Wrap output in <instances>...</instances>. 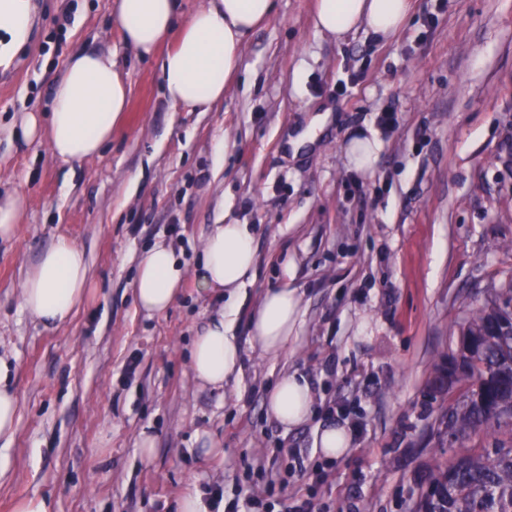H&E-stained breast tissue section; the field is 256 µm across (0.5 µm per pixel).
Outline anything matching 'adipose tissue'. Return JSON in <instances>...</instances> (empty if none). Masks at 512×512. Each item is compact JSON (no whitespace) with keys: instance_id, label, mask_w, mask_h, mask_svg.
I'll list each match as a JSON object with an SVG mask.
<instances>
[{"instance_id":"adipose-tissue-1","label":"adipose tissue","mask_w":512,"mask_h":512,"mask_svg":"<svg viewBox=\"0 0 512 512\" xmlns=\"http://www.w3.org/2000/svg\"><path fill=\"white\" fill-rule=\"evenodd\" d=\"M274 9L275 0H201L190 11L183 0H114L112 14L123 46L138 56H153L163 42L173 41L160 65L163 98L174 108L208 112L223 101L226 85L241 68L244 44ZM409 13L410 0H319L313 23L319 32L338 38L361 26L387 37L402 29ZM51 93L50 111L24 113L12 132L28 141H47L53 158L71 164L101 154L122 123L131 90L116 54L105 49L71 54ZM256 262L254 230L247 224L214 225L199 253L201 291L226 296L227 308L195 336L190 362L195 379L216 389L241 370V348L233 333L237 298L252 281ZM184 277L172 246L158 242L144 250L134 284L138 307L165 313ZM90 282L84 251L61 237L24 279L22 304L35 320L61 325L83 303ZM298 314L294 291H267L249 317L252 342L266 355H280ZM313 402L308 380L288 374L271 389L267 409L289 427L308 420Z\"/></svg>"}]
</instances>
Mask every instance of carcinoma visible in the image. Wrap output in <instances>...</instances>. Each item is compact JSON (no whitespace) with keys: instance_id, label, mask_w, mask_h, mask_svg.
Instances as JSON below:
<instances>
[{"instance_id":"cac0c4a2","label":"carcinoma","mask_w":512,"mask_h":512,"mask_svg":"<svg viewBox=\"0 0 512 512\" xmlns=\"http://www.w3.org/2000/svg\"><path fill=\"white\" fill-rule=\"evenodd\" d=\"M500 308L487 298L458 322L457 347L470 353V362L453 385L458 397L447 426L459 438L492 432L509 420L497 409L512 402V345L484 335ZM412 512H512V448H466L436 465Z\"/></svg>"}]
</instances>
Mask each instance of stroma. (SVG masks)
<instances>
[{
    "mask_svg": "<svg viewBox=\"0 0 512 512\" xmlns=\"http://www.w3.org/2000/svg\"><path fill=\"white\" fill-rule=\"evenodd\" d=\"M318 0H276L242 70L208 112L174 109L158 60L124 48L111 0H41L0 75V186L26 213L0 244V359L19 394L0 512L44 494L54 512H176L186 488L258 491L272 512H410L418 482L460 447L512 448V425L448 440L454 394L438 388L455 323L512 286V0H412L395 37L318 32ZM112 48L129 109L102 154L64 165L14 119L48 109L51 82L79 50ZM396 125L378 129L379 111ZM315 145L292 138L314 116ZM376 132L371 174L347 145ZM215 224L255 227L258 263L239 301L242 372L195 381L192 340L224 301L198 292L200 246ZM86 254L88 298L59 326L21 305V285L58 236ZM174 247L182 291L161 315L133 295L140 254ZM291 287L300 322L285 353L250 342L249 312ZM303 374L311 420L285 429L267 397ZM351 441L316 444L327 423ZM151 435V459L141 438ZM349 442V432L345 425L336 424L335 426L329 424L324 427L317 440L320 444L321 454L327 458L332 459L343 454Z\"/></svg>",
    "mask_w": 512,
    "mask_h": 512,
    "instance_id": "stroma-1",
    "label": "stroma"
}]
</instances>
